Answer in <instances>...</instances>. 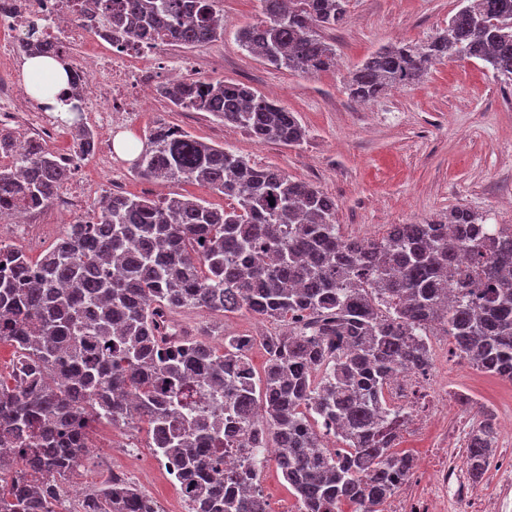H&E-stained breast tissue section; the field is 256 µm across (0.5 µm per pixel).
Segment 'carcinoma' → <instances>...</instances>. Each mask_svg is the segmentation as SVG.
I'll use <instances>...</instances> for the list:
<instances>
[{"mask_svg": "<svg viewBox=\"0 0 512 512\" xmlns=\"http://www.w3.org/2000/svg\"><path fill=\"white\" fill-rule=\"evenodd\" d=\"M221 0H82L106 15L105 35L203 47L224 37ZM261 22L240 29V46L276 69L302 74L336 67L325 33L345 21L349 0H258ZM464 3L435 36L383 47L349 72L351 99L416 84L445 59L480 60L512 81V0ZM30 56L68 55L51 42ZM66 103L81 98L68 69ZM179 109L209 112L254 141L298 146L295 113L251 86L222 79L164 84ZM134 172L159 182H196L224 195L218 208L181 194L118 195L63 230L33 260L0 245V343L16 350L12 382L0 380V512H60L61 481L88 461L99 423L136 418L151 448L172 465L189 512H270L257 491L259 461L216 467L235 432L260 450L275 442L277 466L298 512H382L414 468L396 440L408 412L386 396L404 370L429 368L428 336L439 329L476 369L512 381V225L489 233L456 209L445 223L393 224L379 239L343 237L336 202L280 170L255 167L162 122L146 128ZM0 219L55 200L70 173L37 138L0 128ZM242 309L288 322L263 338L256 377L250 336L219 350L183 336V308ZM472 427L464 464L480 478L496 440L491 413ZM319 423L316 430L313 423ZM333 436L342 444L330 448ZM135 483L113 476L80 512H158Z\"/></svg>", "mask_w": 512, "mask_h": 512, "instance_id": "cac0c4a2", "label": "carcinoma"}]
</instances>
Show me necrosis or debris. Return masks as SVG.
<instances>
[{"label": "necrosis or debris", "mask_w": 512, "mask_h": 512, "mask_svg": "<svg viewBox=\"0 0 512 512\" xmlns=\"http://www.w3.org/2000/svg\"><path fill=\"white\" fill-rule=\"evenodd\" d=\"M31 25L39 28L41 38L79 49L74 64L87 78L81 93L87 128L109 131L133 122L143 109L142 91L159 78L147 62L152 45L107 43L98 21L73 18L69 0H13L9 10L0 12V58L9 59L7 69H0V125L15 122L24 112L44 141L55 140L64 130L40 102L27 96L18 79V37Z\"/></svg>", "instance_id": "1"}]
</instances>
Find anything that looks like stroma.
<instances>
[{
	"instance_id": "stroma-1",
	"label": "stroma",
	"mask_w": 512,
	"mask_h": 512,
	"mask_svg": "<svg viewBox=\"0 0 512 512\" xmlns=\"http://www.w3.org/2000/svg\"><path fill=\"white\" fill-rule=\"evenodd\" d=\"M224 38L207 47H175L192 61L198 76L243 82L276 97L308 132L302 146L256 143L242 129L224 125L206 112L175 108L154 96L145 112L124 130L138 142L157 122L183 129L210 144L234 149L250 163L271 166L290 178L312 183L336 202V222L347 238H377L392 224L446 220L457 208L489 224H512V82L497 78L480 61L434 63L408 87H392L374 100H352L347 73L380 47L423 42L445 27L459 0H350L344 24L331 33L335 69L315 74L275 70L243 49L237 31L260 22L257 0H222ZM86 200L110 192L153 198L172 193L225 206L222 195L192 182L158 184L128 171L112 178L92 158L81 159ZM194 336L222 345L225 336H281L286 323L246 311L218 313L205 308L177 311ZM416 422L400 431L398 449L413 454L411 477L387 500L384 512H410L428 495L438 470L451 480L445 512H512L503 470L512 457V382L480 372L440 342L430 354L425 377L411 383ZM495 414L496 455L480 482L464 465L466 437L481 407ZM90 462L64 484L67 512H77L85 496L105 479L100 464L131 475L162 512H187L179 490L159 465L146 426H98Z\"/></svg>"
}]
</instances>
